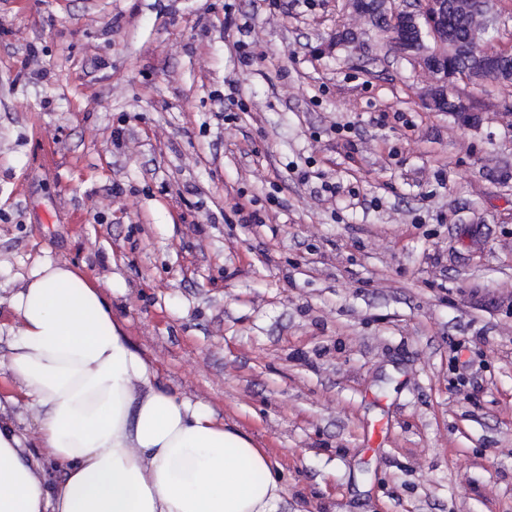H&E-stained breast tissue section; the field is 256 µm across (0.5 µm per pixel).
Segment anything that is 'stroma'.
<instances>
[{"instance_id":"1","label":"stroma","mask_w":512,"mask_h":512,"mask_svg":"<svg viewBox=\"0 0 512 512\" xmlns=\"http://www.w3.org/2000/svg\"><path fill=\"white\" fill-rule=\"evenodd\" d=\"M430 85L349 0H0V416L46 486L8 365L51 261L288 512H512V84L456 81L470 126Z\"/></svg>"}]
</instances>
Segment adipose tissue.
<instances>
[{
    "label": "adipose tissue",
    "instance_id": "1",
    "mask_svg": "<svg viewBox=\"0 0 512 512\" xmlns=\"http://www.w3.org/2000/svg\"><path fill=\"white\" fill-rule=\"evenodd\" d=\"M13 305L9 368L65 473L44 486L20 433L0 422V512H283L277 462L158 387L90 275L44 263Z\"/></svg>",
    "mask_w": 512,
    "mask_h": 512
}]
</instances>
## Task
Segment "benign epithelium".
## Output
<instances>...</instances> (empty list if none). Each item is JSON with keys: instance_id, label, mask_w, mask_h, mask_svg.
Wrapping results in <instances>:
<instances>
[{"instance_id": "1", "label": "benign epithelium", "mask_w": 512, "mask_h": 512, "mask_svg": "<svg viewBox=\"0 0 512 512\" xmlns=\"http://www.w3.org/2000/svg\"><path fill=\"white\" fill-rule=\"evenodd\" d=\"M452 3L476 14L467 47L477 54L478 64L467 78L474 82L494 80L511 83L512 50L489 51L482 45V36L489 24L498 19V11L494 8L496 0H417L416 8L387 11L383 20L385 31L396 49L404 56L419 61L432 73L435 87L429 94L427 105L438 111L450 104L457 119L469 124L474 120V108L465 99L448 92V62L461 50V42L448 20Z\"/></svg>"}]
</instances>
